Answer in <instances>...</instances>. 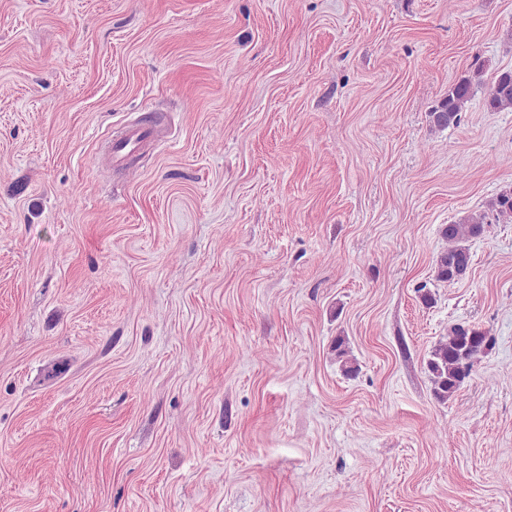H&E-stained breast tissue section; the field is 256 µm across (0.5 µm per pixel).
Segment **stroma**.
Returning a JSON list of instances; mask_svg holds the SVG:
<instances>
[{
  "label": "stroma",
  "instance_id": "1",
  "mask_svg": "<svg viewBox=\"0 0 512 512\" xmlns=\"http://www.w3.org/2000/svg\"><path fill=\"white\" fill-rule=\"evenodd\" d=\"M510 68L512 0H0V512H512V223L434 269ZM485 106L491 112L512 110V70L501 71L494 77ZM473 94V82L463 78L448 88V93L429 112V122L435 130H444L460 124L462 112ZM155 126L133 125L121 131L107 146V151L116 163L137 153L148 142L157 140ZM487 332L472 325L453 324L448 336L430 352L426 366L437 400L445 402L470 378L474 363L492 347Z\"/></svg>",
  "mask_w": 512,
  "mask_h": 512
}]
</instances>
